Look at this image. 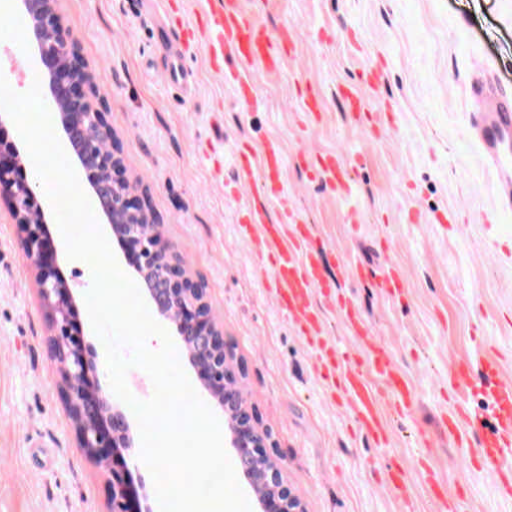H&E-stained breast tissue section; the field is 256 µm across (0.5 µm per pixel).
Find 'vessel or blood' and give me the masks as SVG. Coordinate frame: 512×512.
Here are the masks:
<instances>
[{
	"instance_id": "1",
	"label": "vessel or blood",
	"mask_w": 512,
	"mask_h": 512,
	"mask_svg": "<svg viewBox=\"0 0 512 512\" xmlns=\"http://www.w3.org/2000/svg\"><path fill=\"white\" fill-rule=\"evenodd\" d=\"M205 21L183 29L180 44L196 41L207 60L216 67L232 62L226 80L234 86L238 100L253 97L250 85L240 75L241 68L257 63L279 69L287 58L282 37H273L257 27L240 6V0H206ZM486 154L498 165L502 188L499 209H512V109L503 107L487 113L478 122ZM317 175L332 188H343L344 170L335 157L318 162ZM238 179L249 189L250 201L239 229L260 268L269 270L265 286L277 311L291 324L296 335L313 353L321 376L328 380L361 429L375 436L382 431V394L370 384L362 361L351 351L337 348L324 324L326 309H339L348 328L359 337L361 347L374 352L372 365L390 389L408 396L409 386L393 367L390 356L375 337L361 326V317L351 300L337 298L334 284L325 274V254L309 225L292 210L281 209L270 218L265 200L283 178L282 149L267 141L262 150L260 172L241 164ZM491 431L479 451L481 469L501 476L505 460L512 455V384L497 382Z\"/></svg>"
}]
</instances>
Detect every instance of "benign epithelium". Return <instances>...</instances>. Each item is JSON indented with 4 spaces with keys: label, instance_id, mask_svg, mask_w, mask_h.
<instances>
[{
    "label": "benign epithelium",
    "instance_id": "obj_1",
    "mask_svg": "<svg viewBox=\"0 0 512 512\" xmlns=\"http://www.w3.org/2000/svg\"><path fill=\"white\" fill-rule=\"evenodd\" d=\"M20 4L31 21L34 54L46 70L48 105L57 114L112 235L149 285L159 315L180 337L204 386L225 408L230 447L247 463L246 479L260 492V512H304L285 483V464L263 451L266 436L237 396L231 355L212 317L204 284L192 279L183 261L161 245L160 217L145 198L133 194L123 176L122 149L107 112L95 101L94 76L76 46L61 36L57 0H20ZM24 152V144L0 139V185L6 187L23 249L37 270L38 293L50 322L48 345L58 363V392L72 419L78 447L92 460L105 461L130 451L132 437L123 415L112 411L102 395L105 373L73 330L76 297L72 288L49 268L55 256L45 249L48 224L37 204V181L9 178L10 165L26 161ZM111 487L108 512H150L148 495L138 494L130 485L129 469L112 470Z\"/></svg>",
    "mask_w": 512,
    "mask_h": 512
}]
</instances>
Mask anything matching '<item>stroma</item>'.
I'll list each match as a JSON object with an SVG mask.
<instances>
[{
	"mask_svg": "<svg viewBox=\"0 0 512 512\" xmlns=\"http://www.w3.org/2000/svg\"><path fill=\"white\" fill-rule=\"evenodd\" d=\"M204 0H58L64 37L96 79L131 180L146 189L163 242L204 283L214 319L244 368L243 405L284 459V478L306 512H437L432 480L464 512H512L499 481L479 466L468 424L489 412L492 390L457 388L452 369L499 363L512 382V212L496 207L498 174L472 124L483 105L471 85L490 77L512 97V0H243L254 23L288 27L296 55L280 70H244L260 105L248 109L203 51L185 63L182 90L168 71L175 22ZM0 74L19 93L40 70L28 43L0 50ZM321 97L311 117L297 89ZM354 92L359 111L346 98ZM284 149V179L267 209H294L332 259L338 293L359 308L410 384L398 413L385 393L388 444L362 435L267 294L237 235L249 199L237 149ZM336 154L343 191L320 182L311 155ZM50 244L80 303L75 324L105 365L81 300L89 266L68 260L58 227ZM403 278L389 295L376 278ZM36 271L0 201V512H107L110 473L78 447L58 392ZM408 475L386 487L389 467Z\"/></svg>",
	"mask_w": 512,
	"mask_h": 512,
	"instance_id": "35a3bbf8",
	"label": "stroma"
}]
</instances>
